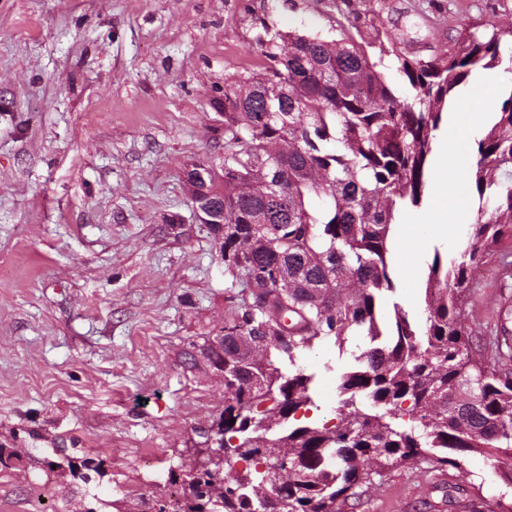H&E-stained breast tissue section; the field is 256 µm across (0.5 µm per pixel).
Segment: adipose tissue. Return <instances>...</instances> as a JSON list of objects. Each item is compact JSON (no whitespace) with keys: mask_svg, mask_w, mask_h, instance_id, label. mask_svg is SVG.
<instances>
[{"mask_svg":"<svg viewBox=\"0 0 512 512\" xmlns=\"http://www.w3.org/2000/svg\"><path fill=\"white\" fill-rule=\"evenodd\" d=\"M461 156L459 141L456 136L443 137L439 146L438 160L432 181L431 192L436 199L451 198L452 208L439 204L432 210L413 215L410 222L403 224V236L410 242V249L401 255V272L405 277H412L421 256V247L417 243L418 226H426L432 238L440 240L454 239L463 224L473 216L474 202L467 197L457 196L454 192V175L458 170Z\"/></svg>","mask_w":512,"mask_h":512,"instance_id":"1","label":"adipose tissue"}]
</instances>
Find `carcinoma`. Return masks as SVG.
Instances as JSON below:
<instances>
[{
  "label": "carcinoma",
  "mask_w": 512,
  "mask_h": 512,
  "mask_svg": "<svg viewBox=\"0 0 512 512\" xmlns=\"http://www.w3.org/2000/svg\"><path fill=\"white\" fill-rule=\"evenodd\" d=\"M255 24L262 63L224 80V161L186 172L201 223L213 235L224 225L230 287L249 289L224 320V354L202 355L224 370V507L197 489L192 465L189 493L147 512H253L266 498L260 467L278 458L294 471H283L269 512H339L367 466L458 468L479 451L512 486V373L473 350L463 310L473 266L512 239V92L466 170L479 207L461 260L437 255L429 267L425 331L398 305L383 329L375 310V292L394 289L392 225L421 206L445 107L474 71L500 64L512 28L469 33L424 59L388 46L373 10L331 39ZM390 55L412 95L380 70ZM354 333L391 341L340 376L336 425L294 424L314 404V375L290 370L297 354L329 338L341 348Z\"/></svg>",
  "instance_id": "obj_1"
}]
</instances>
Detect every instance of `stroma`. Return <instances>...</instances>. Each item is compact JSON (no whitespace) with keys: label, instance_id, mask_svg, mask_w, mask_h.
<instances>
[{"label":"stroma","instance_id":"1","mask_svg":"<svg viewBox=\"0 0 512 512\" xmlns=\"http://www.w3.org/2000/svg\"><path fill=\"white\" fill-rule=\"evenodd\" d=\"M379 9L390 40L427 58L462 34L512 22V0H0V512H140L182 495L169 474L224 409V383L197 361L247 289L231 288L183 172L219 164L224 79L256 58L255 17L333 37L343 3ZM376 299L424 321L434 255ZM472 346L512 371V241L494 246L466 304ZM368 337L318 343L309 422L334 425L338 380ZM92 459L90 481L69 460ZM58 463L46 479L43 460ZM340 512H494L512 500L479 454L421 477L368 473Z\"/></svg>","mask_w":512,"mask_h":512}]
</instances>
